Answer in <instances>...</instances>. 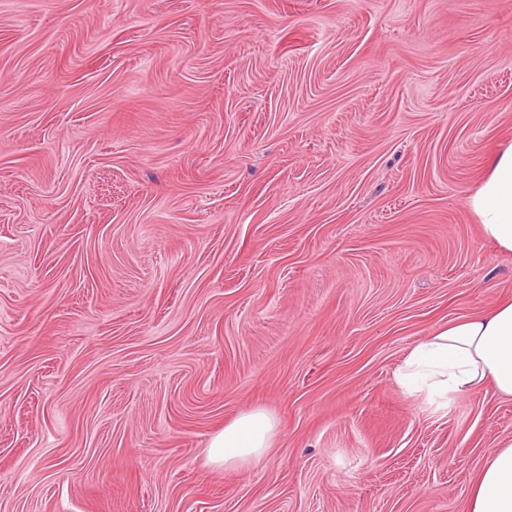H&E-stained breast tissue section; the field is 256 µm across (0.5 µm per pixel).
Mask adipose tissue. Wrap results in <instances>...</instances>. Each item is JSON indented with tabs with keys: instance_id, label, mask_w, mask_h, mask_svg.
Segmentation results:
<instances>
[{
	"instance_id": "adipose-tissue-1",
	"label": "adipose tissue",
	"mask_w": 512,
	"mask_h": 512,
	"mask_svg": "<svg viewBox=\"0 0 512 512\" xmlns=\"http://www.w3.org/2000/svg\"><path fill=\"white\" fill-rule=\"evenodd\" d=\"M490 172L469 197L484 236L512 252V145L495 153ZM399 386L427 402L491 386L512 398V300L458 318L418 341L396 372ZM278 434L276 420L253 409L226 424L210 441L208 459L244 467L258 462ZM470 512H512V440L491 449L478 474Z\"/></svg>"
}]
</instances>
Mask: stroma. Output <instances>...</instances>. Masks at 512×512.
<instances>
[{"label": "stroma", "mask_w": 512, "mask_h": 512, "mask_svg": "<svg viewBox=\"0 0 512 512\" xmlns=\"http://www.w3.org/2000/svg\"><path fill=\"white\" fill-rule=\"evenodd\" d=\"M511 144L512 0H0V512H469L512 399L395 372ZM277 434L278 424L265 410L244 412L211 439L208 459L224 467L249 466L264 456Z\"/></svg>", "instance_id": "obj_1"}]
</instances>
